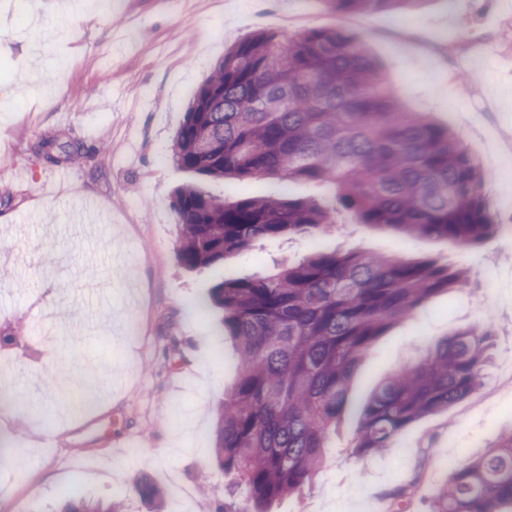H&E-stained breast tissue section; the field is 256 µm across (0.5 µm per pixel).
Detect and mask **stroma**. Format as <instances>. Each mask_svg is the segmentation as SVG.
Instances as JSON below:
<instances>
[{
    "instance_id": "1",
    "label": "stroma",
    "mask_w": 512,
    "mask_h": 512,
    "mask_svg": "<svg viewBox=\"0 0 512 512\" xmlns=\"http://www.w3.org/2000/svg\"><path fill=\"white\" fill-rule=\"evenodd\" d=\"M362 36L402 100L451 126L484 171L486 193L512 191V0H422L414 10L341 14L324 0H0V512H54L70 489L152 512L135 489L162 490L174 470L193 512H247L232 475L213 464L217 411L237 353L215 311L189 312L224 279H248L312 251L396 255L462 266L465 287L432 295L378 336L357 366L350 413L303 494L269 512H429L456 459L512 433V210L465 247L356 223L283 237L191 270L177 257L169 206L191 174L169 159L192 93L225 52L261 32ZM80 145L68 180L40 154ZM226 200L288 192L331 204L324 184L275 177L208 183ZM141 333L126 334L129 320ZM485 320L483 386L410 423L392 448L360 455L357 409L400 366ZM94 391L92 410H75ZM142 448L127 460L130 447Z\"/></svg>"
}]
</instances>
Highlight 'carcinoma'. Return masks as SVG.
Instances as JSON below:
<instances>
[{
  "label": "carcinoma",
  "instance_id": "1",
  "mask_svg": "<svg viewBox=\"0 0 512 512\" xmlns=\"http://www.w3.org/2000/svg\"><path fill=\"white\" fill-rule=\"evenodd\" d=\"M325 2L338 13H367L421 0ZM41 152L51 163L82 157L77 145L59 157L49 140ZM171 159L213 181L267 175L317 181L337 201L331 207L282 196L226 202L185 186L170 206L180 226L178 259L191 269L219 264L262 240L322 234L336 223L339 206L362 224L463 246L494 227L478 160L450 128L424 112L404 111L365 40L338 29L288 39L258 32L224 54L186 108ZM468 278L464 268L319 251L264 276L216 285L210 301L224 311L239 363L218 410L215 466L234 475L258 510L303 493L375 338ZM489 336L488 323H477L390 375L362 408L356 451L390 448L408 424L475 393L490 362ZM61 512H122V506L71 492ZM432 512H512V435L458 463Z\"/></svg>",
  "mask_w": 512,
  "mask_h": 512
}]
</instances>
